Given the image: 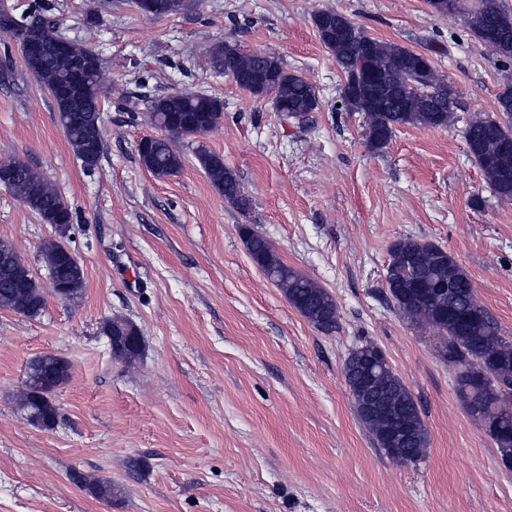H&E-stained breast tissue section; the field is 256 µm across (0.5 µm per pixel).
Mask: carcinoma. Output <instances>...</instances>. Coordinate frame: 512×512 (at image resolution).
<instances>
[{"label":"carcinoma","mask_w":512,"mask_h":512,"mask_svg":"<svg viewBox=\"0 0 512 512\" xmlns=\"http://www.w3.org/2000/svg\"><path fill=\"white\" fill-rule=\"evenodd\" d=\"M156 16L186 9L189 0H156ZM312 23L322 44L332 53L345 78L341 109L359 112L365 119L364 136L369 148L382 151L402 126L446 127L454 120L455 97L451 87L422 54L395 42L372 38L353 20L334 10H321ZM468 24L475 37L500 60L512 62V14L497 0H479L470 9ZM497 33L493 39L485 32ZM0 31L12 34L18 45L26 40H45L52 28L33 16L16 17L0 3ZM90 49L71 43L66 55L45 52L39 57L23 55L27 69L48 91L64 80L72 62ZM214 72L233 77L256 97H272L274 109H285L298 118L319 107L314 86L282 59L265 52H247L229 41L216 43L210 51ZM103 70H92L81 106L67 99H54L59 123L80 160L93 171L100 161V124ZM497 116L477 117L464 131L469 152L487 178L493 192L512 201V85L498 95ZM147 118L164 131L143 139L138 148L141 165L157 178L175 175L182 168L178 139L196 143L194 156L211 184L245 213L251 200L237 174L224 158L198 142L224 120V104L207 94L169 93L148 101ZM0 184L20 198L42 221L54 227L57 237L43 242L41 252L47 271L65 286L68 299L84 290L83 269L62 248L73 216L57 187L21 160L0 164ZM240 236L253 261L284 294L288 303L311 324L331 330L336 327L338 308L333 295L316 281L284 263L271 244L250 225L239 227ZM385 281L397 309L417 324H425L440 337L442 346L455 356L457 393L467 406L478 403L483 416L496 424L489 436L496 444L502 464L512 466V341L501 336L496 321L479 303L466 271L444 247L413 238L400 239L390 248ZM46 305L44 291L29 269L19 262L17 250L0 240V308L35 317ZM136 331L126 318L108 320L103 333L121 339ZM378 346L362 342L344 362L343 373L355 400L357 415L376 445L397 463L422 457L428 431L412 393L390 364L377 366L372 358ZM70 364L47 353L33 359L27 380L41 386L64 384ZM28 422L51 428L55 408L52 393L40 398L25 391L17 402ZM92 495L105 502L120 495V489L104 478L74 476Z\"/></svg>","instance_id":"1"}]
</instances>
